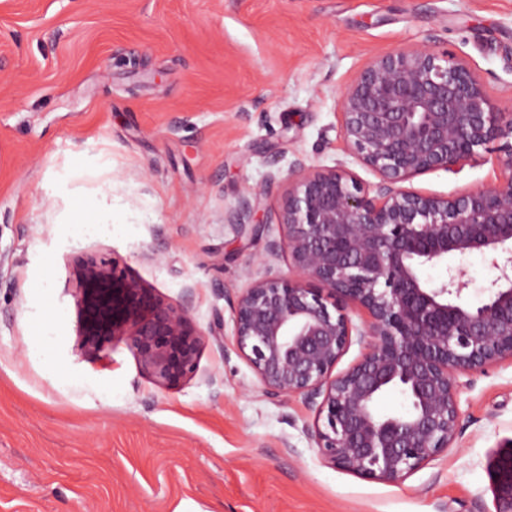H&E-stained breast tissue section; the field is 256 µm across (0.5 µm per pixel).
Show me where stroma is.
Instances as JSON below:
<instances>
[{"instance_id": "obj_1", "label": "stroma", "mask_w": 512, "mask_h": 512, "mask_svg": "<svg viewBox=\"0 0 512 512\" xmlns=\"http://www.w3.org/2000/svg\"><path fill=\"white\" fill-rule=\"evenodd\" d=\"M440 42L512 111V0H0V512H492L490 469L512 440V362L471 374L452 448L405 481L317 453L316 411L267 395L233 338L251 280L290 273L259 226L296 161L377 176L346 150L339 101L397 49ZM497 144L412 179L453 196L495 183ZM257 200L256 223L224 215ZM111 230L89 234L84 206ZM113 261L224 344L156 382L123 342L78 343L77 259ZM463 270L480 304L478 252ZM54 333H42L45 320Z\"/></svg>"}]
</instances>
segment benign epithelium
<instances>
[{
  "instance_id": "1",
  "label": "benign epithelium",
  "mask_w": 512,
  "mask_h": 512,
  "mask_svg": "<svg viewBox=\"0 0 512 512\" xmlns=\"http://www.w3.org/2000/svg\"><path fill=\"white\" fill-rule=\"evenodd\" d=\"M346 150L374 172L375 195L344 170L298 161L275 213L292 274L251 282L232 300L236 348L266 393L315 408L317 452L332 466L386 483L406 480L450 448L460 431L465 377L512 360V113L497 112L466 60L432 44L366 65L340 100ZM501 142V176L451 197L404 187L433 170L453 172ZM245 200L228 213L251 218ZM479 252L493 276L479 306L459 269L436 285L429 264ZM80 345L92 359L125 341L159 383L197 370L203 334L173 305L112 262L75 264ZM352 303L367 313L353 328ZM358 336L363 353L332 375ZM399 387L411 409L382 417L377 399ZM497 464L495 512H512V443Z\"/></svg>"
}]
</instances>
